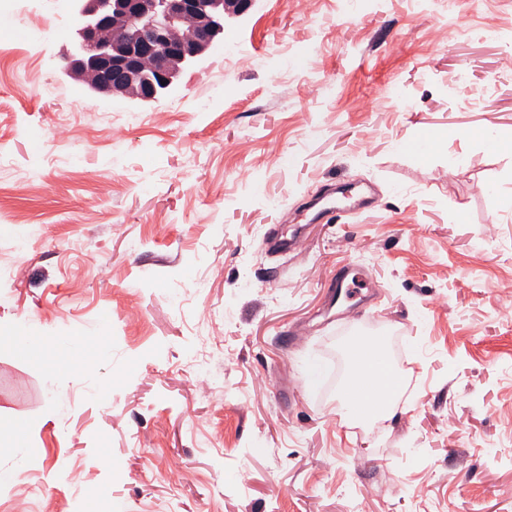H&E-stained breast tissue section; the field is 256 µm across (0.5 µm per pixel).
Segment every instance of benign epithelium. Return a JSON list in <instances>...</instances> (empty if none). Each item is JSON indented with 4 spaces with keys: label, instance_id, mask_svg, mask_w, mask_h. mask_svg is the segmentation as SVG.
<instances>
[{
    "label": "benign epithelium",
    "instance_id": "1",
    "mask_svg": "<svg viewBox=\"0 0 512 512\" xmlns=\"http://www.w3.org/2000/svg\"><path fill=\"white\" fill-rule=\"evenodd\" d=\"M66 74L104 98L152 103L174 92L181 72L224 37L229 19L257 0H69ZM194 37H180L183 25Z\"/></svg>",
    "mask_w": 512,
    "mask_h": 512
}]
</instances>
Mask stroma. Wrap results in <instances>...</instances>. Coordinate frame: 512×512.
Wrapping results in <instances>:
<instances>
[{
    "instance_id": "stroma-1",
    "label": "stroma",
    "mask_w": 512,
    "mask_h": 512,
    "mask_svg": "<svg viewBox=\"0 0 512 512\" xmlns=\"http://www.w3.org/2000/svg\"><path fill=\"white\" fill-rule=\"evenodd\" d=\"M70 40L67 0L0 13V336L33 335L0 343V512H512V0H259L152 104ZM336 183L371 206L307 224ZM348 322L409 345L376 432L335 418Z\"/></svg>"
}]
</instances>
